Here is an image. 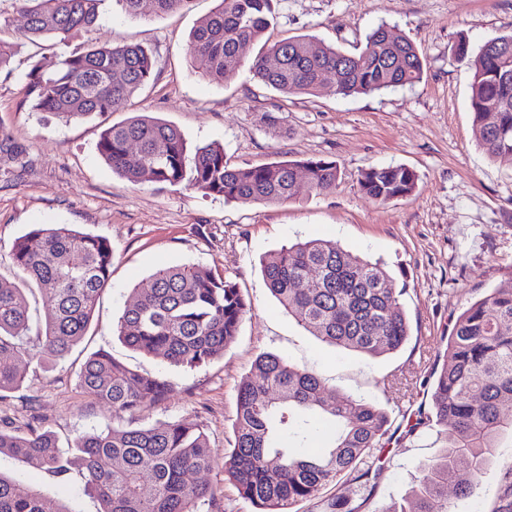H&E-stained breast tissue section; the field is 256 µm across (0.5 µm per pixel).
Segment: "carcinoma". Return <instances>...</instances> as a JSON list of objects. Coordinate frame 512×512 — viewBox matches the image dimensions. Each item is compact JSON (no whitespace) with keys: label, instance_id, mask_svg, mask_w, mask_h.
I'll use <instances>...</instances> for the list:
<instances>
[{"label":"carcinoma","instance_id":"obj_1","mask_svg":"<svg viewBox=\"0 0 512 512\" xmlns=\"http://www.w3.org/2000/svg\"><path fill=\"white\" fill-rule=\"evenodd\" d=\"M109 0H12L24 15L23 36L49 50L96 25ZM191 0H116L133 17L168 14ZM278 0H220L191 31L188 52L212 82L240 64L241 46L262 40L278 21ZM456 54L474 72L473 125L480 147L493 160L512 166V34L472 52L458 41ZM250 71L284 94H315L336 78L338 94L349 97L412 85L423 77L416 46L384 24L359 51L350 53L302 36L278 41L257 55ZM157 61L141 45L89 42L59 55L52 70L34 62L25 73L20 105L66 121L103 116L154 81ZM496 110V120L487 121ZM112 171L131 182L146 179L187 186L226 201L282 203L293 199L296 174L306 175L318 194L332 191L341 177L336 162L279 161L232 168L224 147L209 143L188 155L175 125L149 115L106 127L97 143ZM23 150L0 135V157L22 159ZM360 190L386 203L412 195L417 175L408 167H373L361 172ZM22 282L37 286L53 317L38 334L41 350L27 349L30 331L26 289L0 274V399L22 388L19 362L64 360L86 336L101 293L112 277V244L71 224H37L11 249ZM261 272L279 303L313 336L335 347L371 357L397 352L409 324L400 292L384 263L371 262L332 240L299 241L265 255ZM134 299L115 330L130 349L182 369H196L224 356L251 309L228 277L194 264L158 268L133 288ZM451 358L436 377L431 415L451 427L440 455L418 470L412 489L415 512H449L448 486L469 497L496 456L499 440L512 434V278L458 317L449 337ZM79 387L112 408V423L82 433L67 445L48 430L0 418V458L20 469L51 476L77 470L99 512H213L214 495L191 473L220 466L254 512H288L298 501L317 497L347 475L369 476L368 458L382 448L387 415L362 398L330 391L306 368L270 352L259 354L237 391L233 447L219 455L203 428L185 419L142 425L135 415L149 402L166 400L173 383L143 374L108 351L91 354L79 372ZM332 423L324 450L304 455L288 446L307 440L312 422ZM328 512H359L343 496L327 499ZM0 512H68L38 490L21 491L0 472ZM493 512H512V465L496 491Z\"/></svg>","mask_w":512,"mask_h":512}]
</instances>
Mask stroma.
Wrapping results in <instances>:
<instances>
[{
  "label": "stroma",
  "instance_id": "obj_1",
  "mask_svg": "<svg viewBox=\"0 0 512 512\" xmlns=\"http://www.w3.org/2000/svg\"><path fill=\"white\" fill-rule=\"evenodd\" d=\"M215 6L216 0H191L177 12L133 18L108 0L95 30L71 35L61 51L92 39L137 43L155 54L157 76L108 115L65 122L21 107L31 59L48 69L56 56L21 40L24 18L11 0H0V29L19 40L12 73H0V131L25 151L22 163L0 164V274L12 276L11 246L35 224H72L109 239L114 250L111 283L82 342L63 362L27 365L22 389L0 400V414L21 423L37 415L40 427L63 441L110 422L107 408L88 398L77 379L86 358L105 349L175 384L167 400L143 407L140 423L186 419L203 427L212 447L229 448L238 384L257 355L273 352L387 414L386 446L372 457L377 478L364 487L344 478L326 495L350 498L360 512H387L408 503L419 465L446 442L443 428L420 416L458 316L512 277V166L489 159L480 147L470 114L473 73L454 52L462 38L476 50L512 33V0H279L267 42L310 35L352 52L385 23L418 47L422 80L348 98L331 85L315 95H287L260 84L249 69L262 49L258 43L243 47L240 66L223 82L204 79L188 54V38ZM141 113L177 126L188 149L220 143L233 167L325 159L336 161L341 179L319 195L299 178L294 198L277 204L227 202L183 184H134L112 172L96 145L107 126ZM396 165L418 176L411 196L380 204L360 191L362 170ZM311 239L335 240L386 262L410 326L400 351L369 357L325 345L270 293L262 258ZM182 264L231 278L251 304L223 358L196 370L141 355L112 331L138 280L158 266ZM511 463L506 436L481 488L469 497L449 493L450 512H492L494 491ZM0 471L14 475L21 488H40L68 512H97L77 475L53 478L7 459ZM190 479L211 487L215 512H252L223 469ZM326 497L299 502L290 512H326Z\"/></svg>",
  "mask_w": 512,
  "mask_h": 512
}]
</instances>
